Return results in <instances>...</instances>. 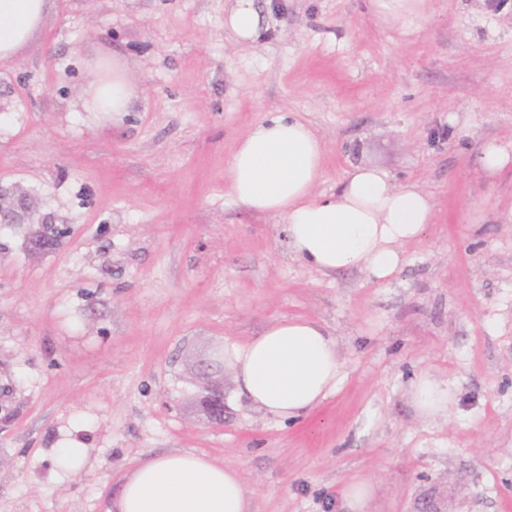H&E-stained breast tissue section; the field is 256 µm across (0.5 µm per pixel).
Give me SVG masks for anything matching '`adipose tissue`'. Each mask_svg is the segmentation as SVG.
<instances>
[{"mask_svg": "<svg viewBox=\"0 0 512 512\" xmlns=\"http://www.w3.org/2000/svg\"><path fill=\"white\" fill-rule=\"evenodd\" d=\"M385 24L409 31L430 0H370ZM52 0H0V63L13 60L39 33ZM135 87L126 65L113 63L86 92L88 112L128 111ZM325 147L303 121H256L228 164V189L240 205L283 222L291 251L324 275L361 268L370 280L390 279L404 264L402 248L423 237L434 217L430 195L385 170L358 164L335 192L320 194ZM237 393L258 411L285 421L308 417L339 383L337 340L320 321L283 318L260 336L225 349ZM408 397L418 417L446 415L454 400L447 382L422 372ZM112 512H253L237 468L192 451L142 463L124 482Z\"/></svg>", "mask_w": 512, "mask_h": 512, "instance_id": "ef3b65f1", "label": "adipose tissue"}]
</instances>
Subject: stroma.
Returning a JSON list of instances; mask_svg holds the SVG:
<instances>
[{
    "label": "stroma",
    "mask_w": 512,
    "mask_h": 512,
    "mask_svg": "<svg viewBox=\"0 0 512 512\" xmlns=\"http://www.w3.org/2000/svg\"><path fill=\"white\" fill-rule=\"evenodd\" d=\"M232 0H53L0 65V189L71 229L39 250L0 225V512H107L147 458L191 449L237 466L256 512H512V0H431L412 33L367 0H257L258 37L224 27ZM126 62L137 96L87 112L90 57ZM325 145L318 192L356 164L435 204L384 284L325 277L280 221L236 203L227 168L264 116ZM303 316L336 337L342 378L298 423L235 393L226 346ZM448 382L447 416L416 417V374ZM224 389V421L203 409ZM87 451L65 474L53 451ZM482 166L490 176H498L510 169L512 156L504 148L495 143H488L482 151ZM373 495V485L367 480L351 482L343 492L347 512H366Z\"/></svg>",
    "instance_id": "1"
}]
</instances>
